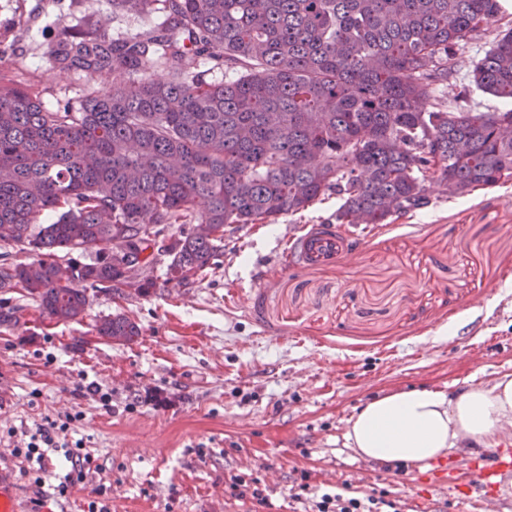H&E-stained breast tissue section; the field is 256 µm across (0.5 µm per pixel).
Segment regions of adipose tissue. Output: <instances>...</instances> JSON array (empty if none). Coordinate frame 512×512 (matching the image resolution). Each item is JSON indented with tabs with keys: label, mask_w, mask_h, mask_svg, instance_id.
Wrapping results in <instances>:
<instances>
[{
	"label": "adipose tissue",
	"mask_w": 512,
	"mask_h": 512,
	"mask_svg": "<svg viewBox=\"0 0 512 512\" xmlns=\"http://www.w3.org/2000/svg\"><path fill=\"white\" fill-rule=\"evenodd\" d=\"M511 426L512 375L506 374L457 394L423 389L385 395L358 411L345 438L365 459L422 465L460 438L484 445Z\"/></svg>",
	"instance_id": "1"
}]
</instances>
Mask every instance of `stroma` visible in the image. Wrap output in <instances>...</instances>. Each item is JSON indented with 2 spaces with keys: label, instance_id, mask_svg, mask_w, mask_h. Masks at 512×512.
Instances as JSON below:
<instances>
[{
  "label": "stroma",
  "instance_id": "1",
  "mask_svg": "<svg viewBox=\"0 0 512 512\" xmlns=\"http://www.w3.org/2000/svg\"><path fill=\"white\" fill-rule=\"evenodd\" d=\"M40 7L41 22L109 18L108 32L141 26L113 13L110 0H0V36ZM34 33L18 56L0 57V74L43 89V100H78L89 85L112 87L125 74H59ZM491 37L456 46L457 67L441 93L468 112L505 104L471 83ZM432 205L378 227L351 228L361 253L307 267L291 254L293 236L323 223L329 198L272 224H250L227 238L223 264L196 288H158L113 301L100 294L82 321L50 324L35 302L13 295L18 327L0 328V466L9 468L21 506L80 512L83 492L54 491L69 465L53 457L43 484L27 474L25 447L43 417L81 413L83 439L102 469L87 488L105 486L111 512H299L296 482L314 494L349 485L357 495L389 492L401 512H481L480 503L429 484L427 467L407 481L346 446L349 419L368 401L409 389L459 393L512 374V180ZM135 320L130 344L99 337L96 320L115 310ZM97 382L112 401L104 411L83 390ZM258 481L273 506L233 496V478Z\"/></svg>",
  "mask_w": 512,
  "mask_h": 512
}]
</instances>
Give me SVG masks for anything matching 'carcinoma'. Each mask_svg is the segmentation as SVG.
I'll use <instances>...</instances> for the list:
<instances>
[{
    "label": "carcinoma",
    "instance_id": "cac0c4a2",
    "mask_svg": "<svg viewBox=\"0 0 512 512\" xmlns=\"http://www.w3.org/2000/svg\"><path fill=\"white\" fill-rule=\"evenodd\" d=\"M117 10L162 20L112 37L86 15L42 46L62 73L129 82L49 109L37 88L0 78V246L36 255L0 261V327L18 326L16 291L55 323L80 321L98 293L155 292L132 283L148 248L164 283L192 288L245 224L332 196L329 224H390L431 205L434 179L448 197L512 179V108L454 111L432 96L459 42L506 18L501 0H112ZM226 71L236 79H206ZM472 78L512 105V28ZM113 241L119 253L97 250ZM96 333L128 344L140 326L115 312Z\"/></svg>",
    "mask_w": 512,
    "mask_h": 512
}]
</instances>
